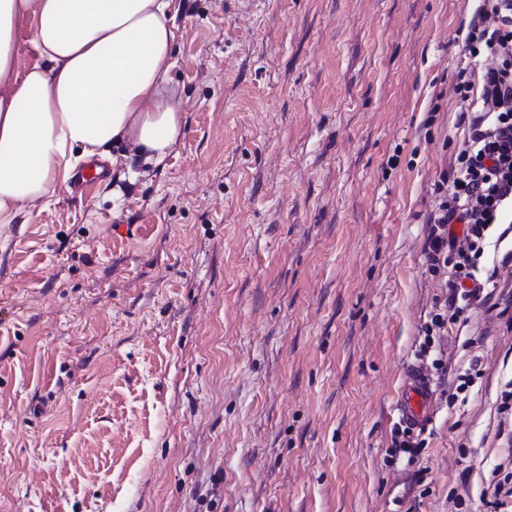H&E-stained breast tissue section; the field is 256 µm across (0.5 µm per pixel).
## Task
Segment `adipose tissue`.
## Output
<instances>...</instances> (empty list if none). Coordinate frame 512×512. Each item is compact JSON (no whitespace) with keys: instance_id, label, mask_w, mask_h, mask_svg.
<instances>
[{"instance_id":"obj_1","label":"adipose tissue","mask_w":512,"mask_h":512,"mask_svg":"<svg viewBox=\"0 0 512 512\" xmlns=\"http://www.w3.org/2000/svg\"><path fill=\"white\" fill-rule=\"evenodd\" d=\"M31 13L37 59L21 75L16 34ZM175 14L173 0H0V224L115 141L165 161L183 134Z\"/></svg>"}]
</instances>
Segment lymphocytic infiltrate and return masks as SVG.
Masks as SVG:
<instances>
[{"instance_id": "lymphocytic-infiltrate-1", "label": "lymphocytic infiltrate", "mask_w": 512, "mask_h": 512, "mask_svg": "<svg viewBox=\"0 0 512 512\" xmlns=\"http://www.w3.org/2000/svg\"><path fill=\"white\" fill-rule=\"evenodd\" d=\"M456 45L476 66L460 70L451 86L464 142L430 191L424 254L446 294L424 326V355L449 318L484 303L479 261L493 241L512 236V0H478Z\"/></svg>"}]
</instances>
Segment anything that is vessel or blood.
Wrapping results in <instances>:
<instances>
[{
  "mask_svg": "<svg viewBox=\"0 0 512 512\" xmlns=\"http://www.w3.org/2000/svg\"><path fill=\"white\" fill-rule=\"evenodd\" d=\"M112 181V171L92 162L76 172L73 184L84 195H92ZM392 415L400 423L419 430L428 427L435 417L434 387L427 372L418 366H408L402 373L400 389L392 405Z\"/></svg>",
  "mask_w": 512,
  "mask_h": 512,
  "instance_id": "1",
  "label": "vessel or blood"
}]
</instances>
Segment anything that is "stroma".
Here are the masks:
<instances>
[{
	"label": "stroma",
	"instance_id": "obj_1",
	"mask_svg": "<svg viewBox=\"0 0 512 512\" xmlns=\"http://www.w3.org/2000/svg\"><path fill=\"white\" fill-rule=\"evenodd\" d=\"M174 4L164 164L119 144L112 186L0 224V512H512V273L419 355L471 0ZM392 416L413 430L427 428L435 417L434 387L427 372L418 366H407L402 373L400 389L392 405Z\"/></svg>",
	"mask_w": 512,
	"mask_h": 512
}]
</instances>
